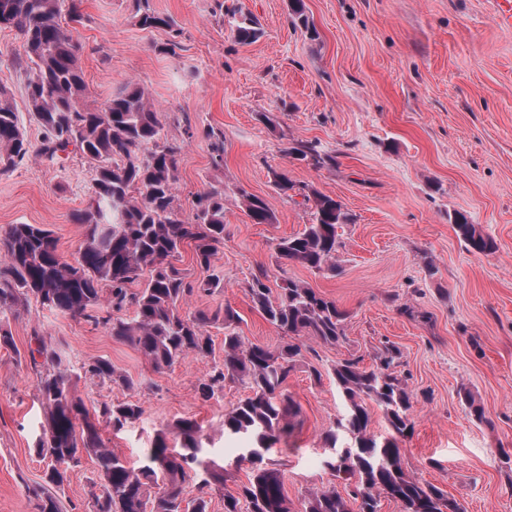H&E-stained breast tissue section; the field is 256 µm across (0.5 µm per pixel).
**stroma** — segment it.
Masks as SVG:
<instances>
[{
	"label": "stroma",
	"mask_w": 512,
	"mask_h": 512,
	"mask_svg": "<svg viewBox=\"0 0 512 512\" xmlns=\"http://www.w3.org/2000/svg\"><path fill=\"white\" fill-rule=\"evenodd\" d=\"M171 17L175 29L141 28L139 7ZM313 33L294 26L290 0H82L74 33L90 100L103 104L126 84L143 86L161 112L163 139L180 146L177 205L195 212L198 194L224 191V245L215 261L221 284L188 298L189 308L231 306L250 342L278 349L283 340L245 292L252 274L300 281L346 310V339H303L287 389L300 406L287 438L261 465L283 476L294 503L310 491L349 484L328 462L326 436L346 412L330 369L357 357L371 365L385 345L402 353L396 368L411 394L414 429L400 442L414 478L433 483L466 512H512V29L493 18L492 0H303ZM263 31L251 44L234 34L239 15ZM22 43L0 31V86L9 89L26 136L40 145L42 128L25 106ZM224 136V161L214 164L206 130ZM315 143L334 155L316 168L286 156L292 142ZM294 184L281 194L272 174ZM88 160L30 156L0 175V225L42 224L63 256L81 241L73 212L93 192ZM319 191L351 217L338 233L336 272L300 265L280 269L277 240L312 219L306 196ZM263 198L270 224L253 223L245 196ZM461 212L495 249L468 252L450 215ZM412 315H404L402 307ZM14 348H0V512H37L26 488L45 464L34 444L46 423L27 357L34 332L65 350L70 368L105 358L135 388L78 382L87 408L133 400L140 417L103 437L128 464H139L157 433L177 420L196 421L211 459L226 469L224 486L208 497L224 512V495L247 484L255 467L246 437L224 435V415L247 388L225 382L207 403L195 387L224 357V330L211 328L213 353L155 370L103 326L32 301L5 318ZM321 380H314V372ZM471 393L485 418L463 401ZM94 459L70 470L59 490L66 512H91Z\"/></svg>",
	"instance_id": "35a3bbf8"
}]
</instances>
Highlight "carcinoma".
Returning a JSON list of instances; mask_svg holds the SVG:
<instances>
[{"instance_id": "1", "label": "carcinoma", "mask_w": 512, "mask_h": 512, "mask_svg": "<svg viewBox=\"0 0 512 512\" xmlns=\"http://www.w3.org/2000/svg\"><path fill=\"white\" fill-rule=\"evenodd\" d=\"M81 19L78 0H0V29L14 30L22 39L27 112L44 131L36 154L62 160L74 148L94 167L92 200L73 215V222L83 230L74 258L59 253L57 238L41 224L0 227V249L6 256L0 264V315L16 313L34 299L50 310L102 325L157 370L189 357H209L213 352L209 328L223 326L224 359L213 363L198 381L197 398L204 403L218 398L227 380L245 384L250 394L224 414V434L249 435L267 451L287 434L299 414L286 389L302 356L298 340L310 336L324 343L344 342L347 313L334 300L286 276L277 294H272L263 270L252 275L246 293L253 308L284 339L279 349L246 341L238 331L240 317L228 305L184 310L190 296L212 292L220 278L210 274L190 280L173 260L184 244L191 243L196 265L211 269L224 246V191L212 187L199 194L193 219L179 216L175 192L180 147L160 143L159 111L143 88L127 85L101 106L87 104L79 44L70 27ZM138 23L144 29L174 27L172 19L147 5L139 10ZM235 32L243 44L263 34L259 24L248 18L236 25ZM31 149L10 94L0 87V175L11 172ZM283 153L316 168L335 161L312 143H293ZM311 194L312 222L276 243V259L281 267L299 264L334 272L336 253L342 247L338 228L350 217L335 198L315 190ZM246 200L254 223H273L263 199L250 195ZM453 226L468 251L486 254L495 249L494 241L464 215H456ZM139 280L142 287L131 288ZM128 308L133 316H119ZM34 344L29 363L46 408V425L36 448L48 459L45 481L27 486L38 512H63L57 489L85 455L98 466V480L90 490L93 512H208L206 494L224 485V472L201 456L204 437L196 422L181 419L174 424L184 452H172L161 433L140 466L130 467L107 446L102 430L122 429L139 418L141 406L105 401L91 413L75 386L84 379L130 388L133 379L104 358L70 371L61 349L38 335ZM399 355L391 345L368 368L353 357L332 368L347 404L337 428L349 440L348 450L338 452L327 466L354 480V486L348 498L334 486L313 492L302 501L300 512H379L383 497L394 501L399 512H465L448 492L411 477L402 465L398 440L412 433L413 423L410 395L394 371ZM368 399L391 428L392 439L384 445L370 434ZM191 481L199 495L188 501L185 485ZM293 507L276 469H261L237 492L224 494V512H295Z\"/></svg>"}]
</instances>
